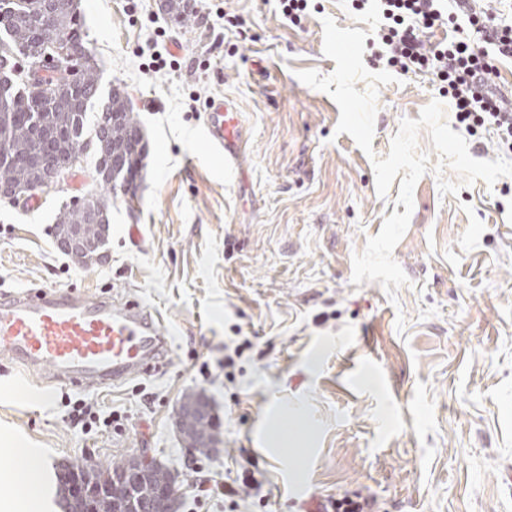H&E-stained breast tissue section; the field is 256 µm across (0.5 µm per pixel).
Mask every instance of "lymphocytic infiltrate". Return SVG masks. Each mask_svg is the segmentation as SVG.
<instances>
[{"label":"lymphocytic infiltrate","mask_w":512,"mask_h":512,"mask_svg":"<svg viewBox=\"0 0 512 512\" xmlns=\"http://www.w3.org/2000/svg\"><path fill=\"white\" fill-rule=\"evenodd\" d=\"M355 10L378 12L383 24L371 59L400 73L428 72L444 83L458 127L487 130L512 149V101L493 87L498 63L512 59V26L477 10L474 0H352ZM445 36L429 43L425 36Z\"/></svg>","instance_id":"obj_1"}]
</instances>
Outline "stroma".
Instances as JSON below:
<instances>
[{
  "instance_id": "obj_1",
  "label": "stroma",
  "mask_w": 512,
  "mask_h": 512,
  "mask_svg": "<svg viewBox=\"0 0 512 512\" xmlns=\"http://www.w3.org/2000/svg\"><path fill=\"white\" fill-rule=\"evenodd\" d=\"M165 0H80L103 90L131 98L146 142L131 193L110 198L104 259L80 264L54 237L61 205L94 190L86 152L67 186L38 206L0 201V290L75 287L88 298L135 299L173 326L160 370L112 387L31 383L0 364V476L24 437L48 473L108 467L150 449L180 470L176 411L196 392L213 408L218 449L199 456L177 490L183 512H307L361 490L381 512H512V176L441 195L440 158L417 182L393 257L409 279L395 298L352 282V258L396 209L379 196L372 157H387L402 119L444 96L432 75L380 86L374 153L337 134L340 110L298 71L331 75L323 19L376 35V16L350 0H314L301 25L276 0H196L178 25ZM237 16L228 29L225 15ZM176 62L153 68L156 46ZM237 101L245 149L236 168L201 138L208 101ZM253 348L225 379L224 354ZM118 425L82 432L69 401ZM247 467L238 507L194 506L200 477Z\"/></svg>"
}]
</instances>
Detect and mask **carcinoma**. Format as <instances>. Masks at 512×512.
<instances>
[{
  "label": "carcinoma",
  "mask_w": 512,
  "mask_h": 512,
  "mask_svg": "<svg viewBox=\"0 0 512 512\" xmlns=\"http://www.w3.org/2000/svg\"><path fill=\"white\" fill-rule=\"evenodd\" d=\"M77 0H72L70 14L65 16L59 35L81 51H87L81 16L77 12ZM42 14L41 0H0V29L7 42L0 43V54L20 55L33 59L40 44L43 29L39 23ZM49 94L37 95L27 88L0 78V181L24 182L36 189L44 182L42 172H31L32 159L52 149L54 154L86 151L94 144L97 162L94 170H112V147L120 148L118 158L123 169L117 174L119 182L98 179L102 187L112 191L117 185L135 183L142 157L132 153L131 141L140 130L137 117L127 98L116 90L108 95L106 111L120 112L121 122L107 127L96 124L92 141L84 138V122L88 105L99 99L100 73L94 57L85 55L84 73L81 83L70 81L67 70L51 75L47 81ZM102 198L95 194L85 195L81 201L65 204L55 216L58 224H80L83 221L85 204L101 205ZM180 426L192 448H206L205 438L212 437L211 422H195L186 414L180 415ZM170 471L163 467L141 477L132 485L96 492L88 500L65 499L66 512H152L151 504L158 491L167 485Z\"/></svg>",
  "instance_id": "1"
}]
</instances>
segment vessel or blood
<instances>
[{
	"label": "vessel or blood",
	"mask_w": 512,
	"mask_h": 512,
	"mask_svg": "<svg viewBox=\"0 0 512 512\" xmlns=\"http://www.w3.org/2000/svg\"><path fill=\"white\" fill-rule=\"evenodd\" d=\"M203 140L225 166L237 163L244 127L234 100H209ZM171 336L161 315L132 300H91L75 288L0 290V358L58 383L116 386L150 373L165 362Z\"/></svg>",
	"instance_id": "obj_1"
}]
</instances>
